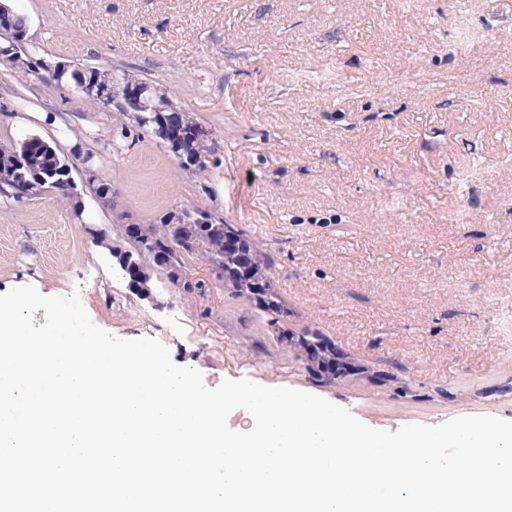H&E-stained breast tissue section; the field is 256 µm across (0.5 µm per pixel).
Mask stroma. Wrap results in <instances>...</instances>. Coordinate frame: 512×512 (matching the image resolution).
<instances>
[{
    "mask_svg": "<svg viewBox=\"0 0 512 512\" xmlns=\"http://www.w3.org/2000/svg\"><path fill=\"white\" fill-rule=\"evenodd\" d=\"M41 59L126 68L162 85L215 141L186 169L155 136L51 73L0 58V145L39 137L90 158L118 191L0 202V294H78L92 322L152 338L206 387L248 379L397 431L512 421V0H0ZM40 109L51 124L13 126ZM189 206L243 225L277 267L293 336L332 344L319 382L254 305L197 256L191 291L161 270L140 296L88 224H154Z\"/></svg>",
    "mask_w": 512,
    "mask_h": 512,
    "instance_id": "1",
    "label": "stroma"
}]
</instances>
